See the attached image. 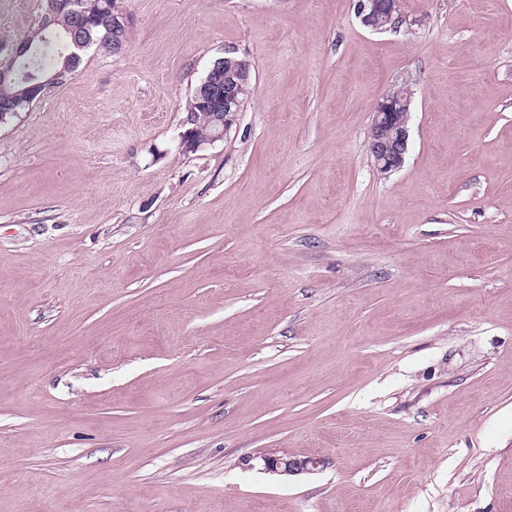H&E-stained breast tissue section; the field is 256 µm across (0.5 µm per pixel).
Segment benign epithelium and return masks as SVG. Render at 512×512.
I'll return each mask as SVG.
<instances>
[{"instance_id": "7a95c632", "label": "benign epithelium", "mask_w": 512, "mask_h": 512, "mask_svg": "<svg viewBox=\"0 0 512 512\" xmlns=\"http://www.w3.org/2000/svg\"><path fill=\"white\" fill-rule=\"evenodd\" d=\"M396 2L398 0H358V15L366 27L374 31L385 30L393 19ZM200 90L201 97L205 100L214 97L224 100V111L211 113V131L203 138L194 137L191 128L192 113H187L182 120L183 131L179 135V148L185 153L196 152L226 136L235 124L240 109V101L233 84L206 81ZM391 108V102L380 101L373 112L369 149L374 167L382 175H389L403 166L409 147L408 121L400 120ZM263 462L266 472L285 477L310 474L324 466V461L317 458L296 459L276 452L264 455Z\"/></svg>"}]
</instances>
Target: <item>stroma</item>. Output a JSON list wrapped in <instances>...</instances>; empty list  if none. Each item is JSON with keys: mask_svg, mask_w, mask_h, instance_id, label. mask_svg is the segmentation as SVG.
<instances>
[{"mask_svg": "<svg viewBox=\"0 0 512 512\" xmlns=\"http://www.w3.org/2000/svg\"><path fill=\"white\" fill-rule=\"evenodd\" d=\"M356 3L123 0L125 50L0 123V512H512V0ZM230 54L238 121L182 152ZM398 0H358V15L363 24L374 31L389 29L386 24L393 19L394 4ZM401 87L389 91L382 97L391 99L397 95L401 96ZM402 98L405 106L408 108L411 103L412 92L408 86H402ZM397 109L391 112L392 103L388 100L378 102L373 112L371 131L372 140L369 142L370 154L374 161V167L382 175H389L399 170L405 161V156L409 147V127L408 117L401 121L398 112L403 114L409 113V108L403 106L397 101ZM264 470L277 476H295L304 473H314L324 466V461L317 458L296 459L287 454L270 452L264 455Z\"/></svg>", "mask_w": 512, "mask_h": 512, "instance_id": "obj_1", "label": "stroma"}]
</instances>
